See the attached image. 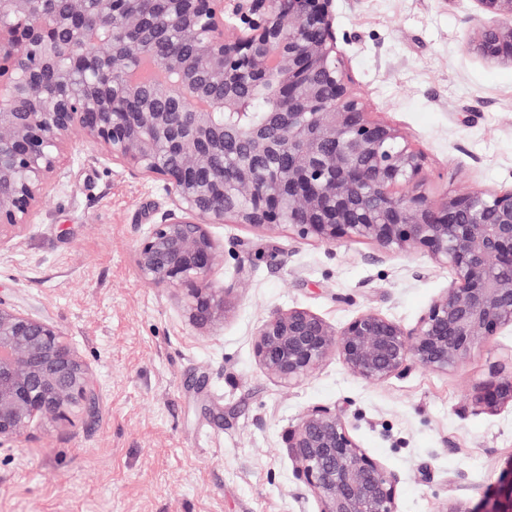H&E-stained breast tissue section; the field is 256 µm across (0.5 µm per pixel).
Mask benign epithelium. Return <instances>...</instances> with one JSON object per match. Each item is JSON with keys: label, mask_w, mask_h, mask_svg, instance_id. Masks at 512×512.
Here are the masks:
<instances>
[{"label": "benign epithelium", "mask_w": 512, "mask_h": 512, "mask_svg": "<svg viewBox=\"0 0 512 512\" xmlns=\"http://www.w3.org/2000/svg\"><path fill=\"white\" fill-rule=\"evenodd\" d=\"M165 2L152 26L190 44L161 56L130 0H0V247L31 226L63 146L80 134L173 197L138 240L135 266L145 285L180 297L193 325L224 319L233 291L215 278L224 246L213 224L286 226L315 245L423 249L452 269L411 327L374 310L340 328L304 308L271 314L253 354L289 388L331 357L369 383L411 362L446 373L512 329V189L428 194L424 155L351 89L334 0H233L228 16L224 0ZM474 2L509 23L480 27L469 48L512 66V0ZM266 83L277 110L254 123L243 108ZM95 399L93 371L60 326L0 299V447ZM472 404L486 414L512 408V373L480 382ZM287 448L319 512H398L399 476L361 448L340 410L308 408ZM447 512H512V466L477 507L455 502Z\"/></svg>", "instance_id": "1"}]
</instances>
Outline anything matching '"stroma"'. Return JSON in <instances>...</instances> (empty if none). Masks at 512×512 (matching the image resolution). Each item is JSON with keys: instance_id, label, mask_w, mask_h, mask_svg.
<instances>
[{"instance_id": "1", "label": "stroma", "mask_w": 512, "mask_h": 512, "mask_svg": "<svg viewBox=\"0 0 512 512\" xmlns=\"http://www.w3.org/2000/svg\"><path fill=\"white\" fill-rule=\"evenodd\" d=\"M339 53L372 119L425 156L435 200L462 187L512 188V67L468 42L491 24L475 0H335ZM162 181L136 175L81 136L0 249V298L47 317L96 375L94 414L33 425L0 449V512H318L285 435L311 406L342 409L362 448L401 479L399 512L478 502L512 462V412H475L471 394L507 366L512 332L438 373L409 364L372 384L339 359L285 388L253 356L264 319L306 308L335 326L373 309L413 325L453 279L422 249L366 240L325 247L215 224L224 321L190 324L172 291L144 286L134 248L172 209Z\"/></svg>"}]
</instances>
